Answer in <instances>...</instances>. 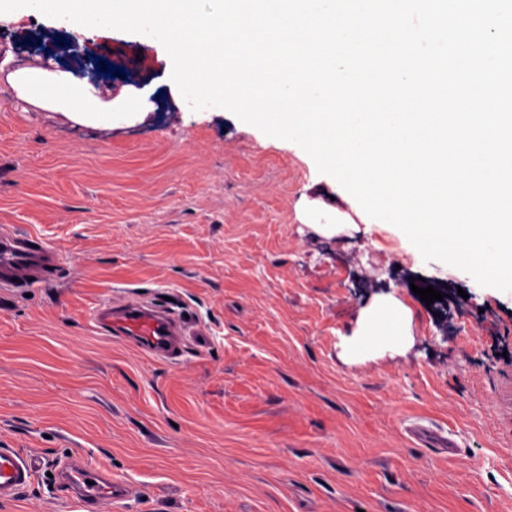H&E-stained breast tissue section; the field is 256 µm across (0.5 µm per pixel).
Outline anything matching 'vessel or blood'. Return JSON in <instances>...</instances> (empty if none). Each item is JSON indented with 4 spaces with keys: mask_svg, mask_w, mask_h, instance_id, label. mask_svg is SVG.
Instances as JSON below:
<instances>
[{
    "mask_svg": "<svg viewBox=\"0 0 512 512\" xmlns=\"http://www.w3.org/2000/svg\"><path fill=\"white\" fill-rule=\"evenodd\" d=\"M62 267L55 248L42 237L0 229V288H37L52 281ZM90 319L97 331L119 338L159 361L178 357L188 326L174 313L155 305L127 300L100 303ZM38 462L17 448L0 446V502H8L33 484ZM54 493L76 502L81 512H99L108 502L129 498L131 485L103 464L72 454L54 465Z\"/></svg>",
    "mask_w": 512,
    "mask_h": 512,
    "instance_id": "b4317fda",
    "label": "vessel or blood"
}]
</instances>
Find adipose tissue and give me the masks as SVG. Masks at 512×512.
Masks as SVG:
<instances>
[{
  "mask_svg": "<svg viewBox=\"0 0 512 512\" xmlns=\"http://www.w3.org/2000/svg\"><path fill=\"white\" fill-rule=\"evenodd\" d=\"M18 98L52 112L65 113L72 121L93 127L112 125L150 112L152 104L139 89L131 88L113 99L97 95L70 73L43 68H20L12 75ZM411 314L401 301L382 296L363 312L357 329L345 342L348 358L357 360L377 350L403 346L410 335Z\"/></svg>",
  "mask_w": 512,
  "mask_h": 512,
  "instance_id": "adipose-tissue-1",
  "label": "adipose tissue"
}]
</instances>
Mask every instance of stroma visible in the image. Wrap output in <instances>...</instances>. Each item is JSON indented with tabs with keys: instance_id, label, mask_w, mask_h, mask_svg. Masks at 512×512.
<instances>
[{
	"instance_id": "1",
	"label": "stroma",
	"mask_w": 512,
	"mask_h": 512,
	"mask_svg": "<svg viewBox=\"0 0 512 512\" xmlns=\"http://www.w3.org/2000/svg\"><path fill=\"white\" fill-rule=\"evenodd\" d=\"M9 40L80 35L153 109L109 129L36 109L0 83V226L63 253L57 281L0 289V445L43 471L0 512H80L51 492L65 453L133 493L102 512H512V294L423 261L390 224L325 236L349 211L296 143L175 101L140 34L19 9ZM455 297L448 319L412 285ZM390 294L412 342L358 361L342 343ZM167 305L195 329L174 363L97 332L98 302ZM452 447H445V440ZM349 220L352 221L350 216L338 209L313 210L307 214V223L317 224L325 230L337 229Z\"/></svg>"
}]
</instances>
